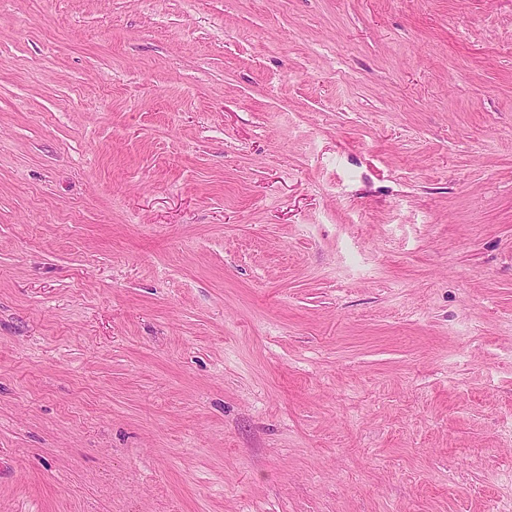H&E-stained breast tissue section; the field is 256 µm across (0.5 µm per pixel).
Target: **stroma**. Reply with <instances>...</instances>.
I'll list each match as a JSON object with an SVG mask.
<instances>
[{"instance_id":"stroma-1","label":"stroma","mask_w":512,"mask_h":512,"mask_svg":"<svg viewBox=\"0 0 512 512\" xmlns=\"http://www.w3.org/2000/svg\"><path fill=\"white\" fill-rule=\"evenodd\" d=\"M512 0H0V512H505Z\"/></svg>"}]
</instances>
